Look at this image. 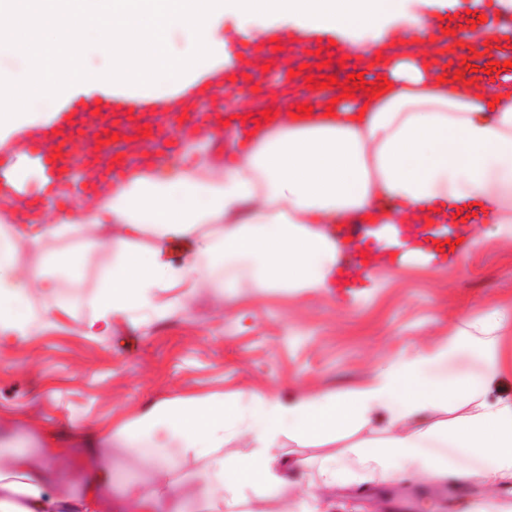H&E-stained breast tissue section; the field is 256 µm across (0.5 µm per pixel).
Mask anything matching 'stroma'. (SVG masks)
Returning <instances> with one entry per match:
<instances>
[{"instance_id": "stroma-1", "label": "stroma", "mask_w": 512, "mask_h": 512, "mask_svg": "<svg viewBox=\"0 0 512 512\" xmlns=\"http://www.w3.org/2000/svg\"><path fill=\"white\" fill-rule=\"evenodd\" d=\"M269 58L268 72L238 82L257 97L225 98V111H256L258 97L287 74L279 52ZM475 234L478 246L452 268H392L346 299L335 291L260 297L245 291L229 307L204 289L189 312L118 320L97 338L85 336L84 327L87 301L112 265L109 234L21 248L20 264L42 266L53 301L66 312L57 328L36 331L0 357V409L26 417L19 429L0 422V439L12 438L16 450L25 451L38 446L45 426L108 430L152 403L188 395L345 394L393 357L446 343L461 320L482 322L512 310V236L485 218L476 220ZM447 484L422 475L384 483L355 479L322 496L329 512H391L393 496L410 498L411 512H480L490 503L512 512V486L469 483L453 498Z\"/></svg>"}]
</instances>
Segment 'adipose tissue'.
<instances>
[{
  "instance_id": "obj_1",
  "label": "adipose tissue",
  "mask_w": 512,
  "mask_h": 512,
  "mask_svg": "<svg viewBox=\"0 0 512 512\" xmlns=\"http://www.w3.org/2000/svg\"><path fill=\"white\" fill-rule=\"evenodd\" d=\"M383 0H0V52L20 63L0 67V146L15 158L11 192L25 184L29 150L64 107L111 100L164 103L181 111L182 95L207 99L236 65L224 28L250 25L246 38L265 49L271 39L303 42L350 29L392 35ZM489 62L506 71L477 72L475 83L434 77L429 62L394 52L378 63L388 87L329 105L315 98L317 122L255 128L236 163L214 168L203 154L207 124L189 129L180 162L163 171L137 165L112 185L94 170L84 181L96 194L50 215L34 201L18 207L0 230V355L30 333L33 320L56 326L62 306H33L44 284L39 268L15 266L18 244L40 246L63 235L89 234L109 224L112 267L92 300L86 333L109 331L140 312L167 317L183 297L175 288L204 286L227 305L242 287L255 295L282 289L316 295L335 287L342 251L327 230L352 214L373 224L404 222L416 209L479 212L512 225V32L500 31ZM333 114H326V107ZM192 241L190 257L172 264L168 243ZM505 316L462 323L435 350L403 353L370 380L339 396L298 393L284 399L262 392L184 396L154 403L113 425L111 432L72 434L62 446L46 431L40 448L0 461V512H181V486L170 455L196 465L198 512H281L289 474L306 471L314 487L348 482L357 472L388 480L409 472L453 476L486 487L512 483V396L489 400L492 386L512 376L504 346ZM479 373L448 379L439 368L458 356ZM465 415L436 420L448 407ZM370 437L318 463L289 458L288 443L322 447L360 429ZM251 449L228 455L231 439ZM142 455L154 485L128 483L112 499L106 441ZM80 474L76 490L52 493L59 463Z\"/></svg>"
}]
</instances>
